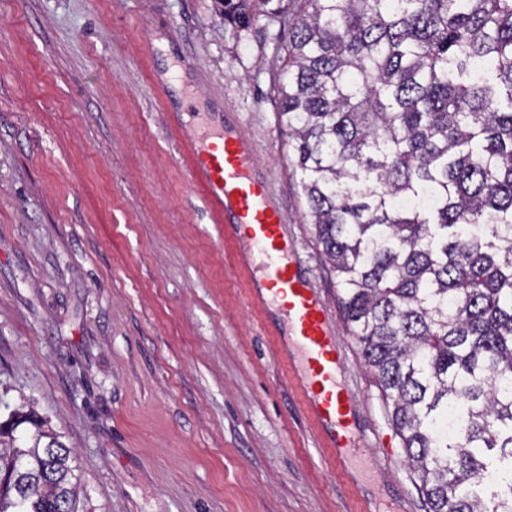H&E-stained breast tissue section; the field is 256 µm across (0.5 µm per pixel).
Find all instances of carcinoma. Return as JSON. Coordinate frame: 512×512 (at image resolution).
I'll return each mask as SVG.
<instances>
[{
  "label": "carcinoma",
  "instance_id": "cac0c4a2",
  "mask_svg": "<svg viewBox=\"0 0 512 512\" xmlns=\"http://www.w3.org/2000/svg\"><path fill=\"white\" fill-rule=\"evenodd\" d=\"M274 1L290 164L426 512H512V0H218L234 36ZM11 419L0 512H76L73 451Z\"/></svg>",
  "mask_w": 512,
  "mask_h": 512
}]
</instances>
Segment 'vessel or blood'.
<instances>
[{"label": "vessel or blood", "mask_w": 512, "mask_h": 512, "mask_svg": "<svg viewBox=\"0 0 512 512\" xmlns=\"http://www.w3.org/2000/svg\"><path fill=\"white\" fill-rule=\"evenodd\" d=\"M177 129L190 149V175L215 223L257 274L256 302L288 328L282 352L297 368L324 447L340 465L363 459L354 413L339 382L340 353L325 305L284 237V215L269 201L248 142L223 131L201 133L192 123H178Z\"/></svg>", "instance_id": "obj_1"}]
</instances>
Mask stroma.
<instances>
[{"mask_svg":"<svg viewBox=\"0 0 512 512\" xmlns=\"http://www.w3.org/2000/svg\"><path fill=\"white\" fill-rule=\"evenodd\" d=\"M288 20L216 0H0V422L32 400L76 456L78 512H425L289 164ZM184 73L163 92L158 80ZM255 146L342 353L371 477L331 463L168 96ZM274 0H218L221 4V15L224 17V26L230 28L233 36L247 29L252 23L257 9L265 7Z\"/></svg>","mask_w":512,"mask_h":512,"instance_id":"1","label":"stroma"}]
</instances>
